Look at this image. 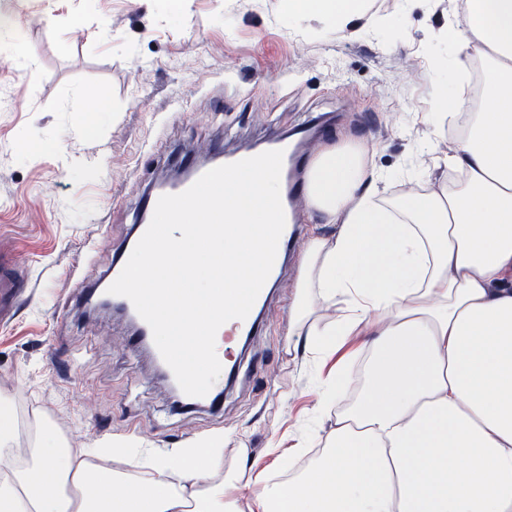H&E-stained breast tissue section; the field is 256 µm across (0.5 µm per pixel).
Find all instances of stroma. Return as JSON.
<instances>
[{"instance_id": "1", "label": "stroma", "mask_w": 512, "mask_h": 512, "mask_svg": "<svg viewBox=\"0 0 512 512\" xmlns=\"http://www.w3.org/2000/svg\"><path fill=\"white\" fill-rule=\"evenodd\" d=\"M459 0H373L337 30L330 15H289L281 0H0V251L28 288L0 324V396L16 413L10 449L53 440L79 452L121 448L118 471L143 477L160 456L207 444L248 448L289 474L272 446L330 426L318 408L326 369L289 348L288 307L310 234L333 225L303 211L263 313L221 405L182 410L129 345L119 315L85 314L86 286L109 276L145 195L193 151L231 152L316 126L308 150L361 144L389 200L440 179L455 143L422 120L468 93L454 61Z\"/></svg>"}]
</instances>
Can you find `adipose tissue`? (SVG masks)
Wrapping results in <instances>:
<instances>
[{"instance_id":"1","label":"adipose tissue","mask_w":512,"mask_h":512,"mask_svg":"<svg viewBox=\"0 0 512 512\" xmlns=\"http://www.w3.org/2000/svg\"><path fill=\"white\" fill-rule=\"evenodd\" d=\"M337 28L371 0H283ZM455 58L490 57L483 109L466 99L427 115L468 121L442 157L460 177L384 205L363 147L319 149L307 209L337 227L311 236L291 331L315 353L368 351L373 375L337 413L307 469L274 481L212 448L145 459L147 481L42 447L34 465L0 456V512H512V0H464ZM70 480L73 495L44 488Z\"/></svg>"}]
</instances>
